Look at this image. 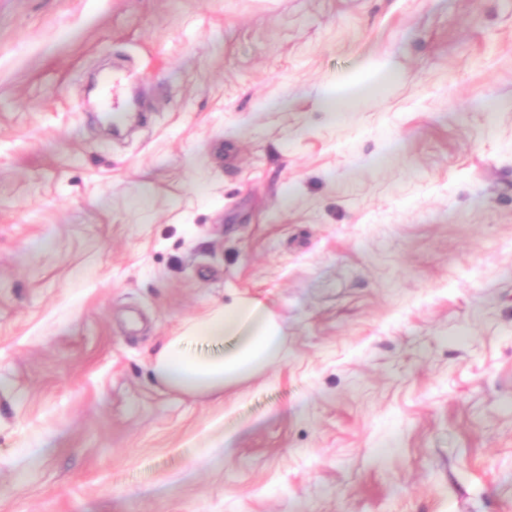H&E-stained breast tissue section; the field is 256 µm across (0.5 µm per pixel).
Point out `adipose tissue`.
I'll return each mask as SVG.
<instances>
[{
	"label": "adipose tissue",
	"mask_w": 512,
	"mask_h": 512,
	"mask_svg": "<svg viewBox=\"0 0 512 512\" xmlns=\"http://www.w3.org/2000/svg\"><path fill=\"white\" fill-rule=\"evenodd\" d=\"M282 342L281 329L261 300L238 299L168 336L152 370L168 391L220 397L274 364Z\"/></svg>",
	"instance_id": "obj_1"
}]
</instances>
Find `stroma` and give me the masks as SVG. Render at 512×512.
Segmentation results:
<instances>
[{"mask_svg": "<svg viewBox=\"0 0 512 512\" xmlns=\"http://www.w3.org/2000/svg\"><path fill=\"white\" fill-rule=\"evenodd\" d=\"M0 512H512V0H0ZM101 82L106 88V92L100 100V107L104 111L112 113V126L119 128L126 118L124 111L125 102L122 95L121 80L114 71L105 73L101 76ZM282 342L281 329L261 300L237 299L168 336L153 358L152 370L170 392L224 397L274 364ZM204 346L217 351H204Z\"/></svg>", "mask_w": 512, "mask_h": 512, "instance_id": "35a3bbf8", "label": "stroma"}]
</instances>
